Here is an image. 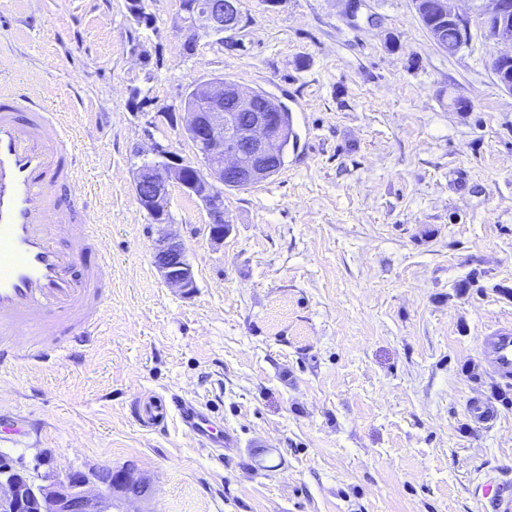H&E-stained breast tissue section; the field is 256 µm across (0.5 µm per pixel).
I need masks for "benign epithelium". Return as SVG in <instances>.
<instances>
[{
    "label": "benign epithelium",
    "instance_id": "benign-epithelium-1",
    "mask_svg": "<svg viewBox=\"0 0 512 512\" xmlns=\"http://www.w3.org/2000/svg\"><path fill=\"white\" fill-rule=\"evenodd\" d=\"M433 20L431 39L442 46L446 31L455 29L461 38L470 35L466 18L451 7L452 0H430ZM476 12L488 39L506 47L492 59L499 85L512 94V0H477ZM178 15L188 32L185 45L195 46L194 31L204 29L224 40V34L242 29L241 0H181ZM197 102L173 117L171 127L192 143L197 161L185 160L171 147L158 146L152 162L139 167L134 180L138 203L155 224H164L169 210V187L178 184L195 197L209 218L212 239L224 240V183L246 185L264 180L278 159L283 131L274 129L269 113L255 108L252 97L236 94V109L224 111V99L233 88L222 79L191 88ZM153 264L164 282L183 295L194 293L192 265L183 242L174 237L159 240ZM117 490L129 500L144 496V484L131 467L105 470L93 477L77 472L64 480L36 482L16 461L0 462V512H111L110 505L94 485Z\"/></svg>",
    "mask_w": 512,
    "mask_h": 512
}]
</instances>
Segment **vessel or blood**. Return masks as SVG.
Returning <instances> with one entry per match:
<instances>
[{"label":"vessel or blood","mask_w":512,"mask_h":512,"mask_svg":"<svg viewBox=\"0 0 512 512\" xmlns=\"http://www.w3.org/2000/svg\"><path fill=\"white\" fill-rule=\"evenodd\" d=\"M78 158L62 113L24 84L0 88V367L23 358L46 363L67 358L73 344L90 345L109 296L110 258L78 272L98 250V225L84 221V204L64 211L58 191L76 181ZM480 358L512 382V323L489 328ZM182 424L216 441V426L193 402L175 400ZM486 512H512V482L493 471L476 486Z\"/></svg>","instance_id":"1"}]
</instances>
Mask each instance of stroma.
Returning <instances> with one entry per match:
<instances>
[{"instance_id": "1", "label": "stroma", "mask_w": 512, "mask_h": 512, "mask_svg": "<svg viewBox=\"0 0 512 512\" xmlns=\"http://www.w3.org/2000/svg\"><path fill=\"white\" fill-rule=\"evenodd\" d=\"M0 0V81L64 112L80 150L73 195L112 257L94 344L0 369V453L33 479L132 466L147 492L112 512H483L487 472L512 470V386L479 338L512 322V94L473 19L439 50L413 0H244L233 47L178 0ZM223 77L290 109L278 174L224 193L223 241L171 185L151 223L133 180L144 153L194 148L163 116ZM185 245L196 289L152 263ZM182 395L237 440L223 457L186 433ZM497 420L478 424L471 402Z\"/></svg>"}]
</instances>
